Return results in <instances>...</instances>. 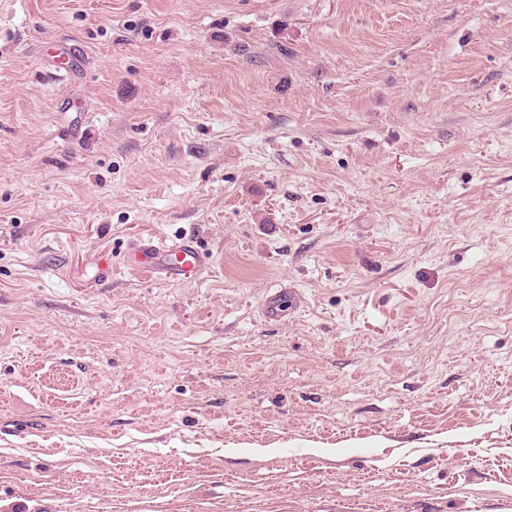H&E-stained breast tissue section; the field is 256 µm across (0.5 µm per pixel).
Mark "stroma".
Here are the masks:
<instances>
[{
  "instance_id": "1",
  "label": "stroma",
  "mask_w": 512,
  "mask_h": 512,
  "mask_svg": "<svg viewBox=\"0 0 512 512\" xmlns=\"http://www.w3.org/2000/svg\"><path fill=\"white\" fill-rule=\"evenodd\" d=\"M0 512H512V0H0ZM135 263L146 274H163L184 282L195 280L209 265L191 238L166 246L139 243L133 247ZM300 304L301 298L293 288H280L266 297L263 315L266 321L277 323L282 321L291 309Z\"/></svg>"
}]
</instances>
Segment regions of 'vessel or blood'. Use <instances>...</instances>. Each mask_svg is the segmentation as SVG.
I'll list each match as a JSON object with an SVG mask.
<instances>
[{"mask_svg": "<svg viewBox=\"0 0 512 512\" xmlns=\"http://www.w3.org/2000/svg\"><path fill=\"white\" fill-rule=\"evenodd\" d=\"M133 252L140 270L144 273L163 274L184 282L195 280L209 265L208 257L189 238L162 247L139 243L134 246ZM300 304L301 298L295 290L282 288L266 297L263 315L266 321L277 323Z\"/></svg>", "mask_w": 512, "mask_h": 512, "instance_id": "obj_1", "label": "vessel or blood"}]
</instances>
